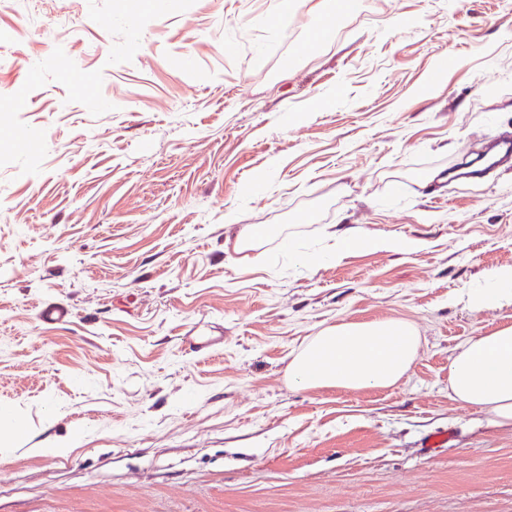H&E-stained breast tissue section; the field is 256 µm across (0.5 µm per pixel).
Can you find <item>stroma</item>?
Here are the masks:
<instances>
[{
    "label": "stroma",
    "mask_w": 512,
    "mask_h": 512,
    "mask_svg": "<svg viewBox=\"0 0 512 512\" xmlns=\"http://www.w3.org/2000/svg\"><path fill=\"white\" fill-rule=\"evenodd\" d=\"M317 3L0 0V512H512V426L448 390L512 326L457 300L512 266V163L444 180L512 135V0ZM347 229L403 247L309 261ZM388 318L396 385L289 383Z\"/></svg>",
    "instance_id": "obj_1"
}]
</instances>
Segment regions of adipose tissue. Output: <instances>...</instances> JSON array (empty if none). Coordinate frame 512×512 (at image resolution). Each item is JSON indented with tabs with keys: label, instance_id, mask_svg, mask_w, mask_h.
I'll use <instances>...</instances> for the list:
<instances>
[{
	"label": "adipose tissue",
	"instance_id": "ef3b65f1",
	"mask_svg": "<svg viewBox=\"0 0 512 512\" xmlns=\"http://www.w3.org/2000/svg\"><path fill=\"white\" fill-rule=\"evenodd\" d=\"M483 311L512 305V267L485 276L461 297ZM420 345L415 327L401 319L339 324L324 329L288 363L290 383L309 388H388L410 370ZM448 388L498 425H512V327L470 337L449 360Z\"/></svg>",
	"mask_w": 512,
	"mask_h": 512
}]
</instances>
